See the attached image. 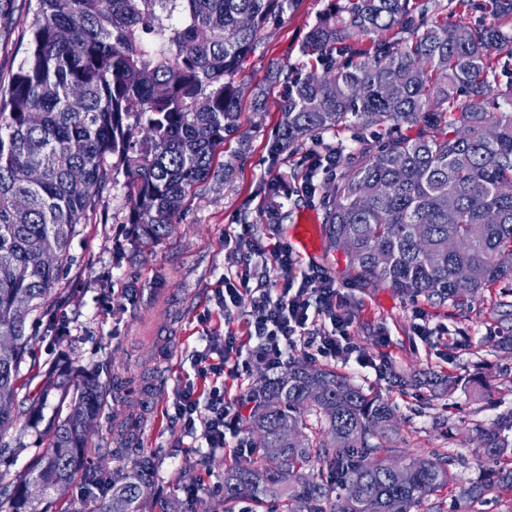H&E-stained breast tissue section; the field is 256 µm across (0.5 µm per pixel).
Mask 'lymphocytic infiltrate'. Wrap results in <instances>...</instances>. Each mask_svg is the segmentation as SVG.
<instances>
[{"label": "lymphocytic infiltrate", "instance_id": "obj_1", "mask_svg": "<svg viewBox=\"0 0 512 512\" xmlns=\"http://www.w3.org/2000/svg\"><path fill=\"white\" fill-rule=\"evenodd\" d=\"M270 256L284 275L283 288L277 293L265 289L253 298L245 335L230 331L202 336L203 346L193 354L199 383L184 386L173 405L172 419L181 433L201 436L209 449L223 447L225 429L238 424L252 400L248 392L229 396L219 383L231 350H247L249 357L271 372L287 366L289 350L299 346L323 358L354 353L346 333L348 314L340 304L335 280L325 273H296L297 262L288 246H278ZM316 316L329 319L331 329L311 336L308 325Z\"/></svg>", "mask_w": 512, "mask_h": 512}]
</instances>
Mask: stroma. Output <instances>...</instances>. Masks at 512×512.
Returning a JSON list of instances; mask_svg holds the SVG:
<instances>
[{
	"instance_id": "1",
	"label": "stroma",
	"mask_w": 512,
	"mask_h": 512,
	"mask_svg": "<svg viewBox=\"0 0 512 512\" xmlns=\"http://www.w3.org/2000/svg\"><path fill=\"white\" fill-rule=\"evenodd\" d=\"M330 0H299L269 23L248 59L244 75L254 89L242 99V137L219 149L210 178L190 192L172 232L164 239L135 240L125 224L123 184L107 186L96 210L79 225L71 262L42 312L30 319L28 355L20 374L21 405L6 442L10 458L0 460V476L18 478L49 446L45 423H33L30 403L44 391L42 372L66 365L68 372L96 377L107 401L94 429L92 448L55 512H98L102 491L129 467L147 461L153 470L149 497L153 512H212L224 498V467L239 442L251 441L246 426L226 431L224 448L199 447L195 438L173 427L167 412L177 392L194 377L192 351L204 329L243 333L251 307L243 297L233 320L220 305L224 274L250 270V288H281L282 273L248 263L249 249L288 242V230L304 214L322 218L333 177L310 175L307 149L271 159L267 145L287 94L284 81L266 82L269 66L304 75L316 68L301 47ZM32 0H0V73L16 70L25 38L23 21ZM265 107L253 109L254 95ZM281 181L285 192L270 198L266 182ZM242 234L238 243L225 232ZM302 271H322L342 289L350 313L348 333L355 359H318L350 377L366 392L397 408L398 433L391 445L414 454L448 452L466 458L455 466V483L425 499L418 512H512V491L483 501L458 496L459 486L479 480L492 462L475 459L477 428L496 430L512 442V329L501 322L498 303L512 292V280L485 289L468 306L435 305L386 285L365 284L343 254L320 245L316 255L299 258ZM433 334L420 340L416 324ZM369 359L361 367L359 358ZM444 379L433 390L401 392L379 372L380 364Z\"/></svg>"
}]
</instances>
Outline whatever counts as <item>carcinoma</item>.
I'll return each instance as SVG.
<instances>
[{"instance_id": "cac0c4a2", "label": "carcinoma", "mask_w": 512, "mask_h": 512, "mask_svg": "<svg viewBox=\"0 0 512 512\" xmlns=\"http://www.w3.org/2000/svg\"><path fill=\"white\" fill-rule=\"evenodd\" d=\"M297 0H36L28 47L0 75V438L16 421L28 319L69 260V245L100 194L126 177L127 223L158 241L176 223L216 152L242 127L238 76L272 17ZM430 0H331L308 32L305 56L322 60L288 85L276 158L327 133L399 126L342 153L325 207L329 247L364 283L467 304L512 279V81L488 51L512 55V28L448 24L415 15ZM400 37L388 36L390 32ZM36 168L31 182L25 171ZM386 262H378L379 256ZM470 271L466 281L459 268ZM323 385V392L314 386ZM64 414L48 450L6 485V512H51L81 465L104 405L94 378L50 381ZM250 455L224 468V510L249 500L282 512H413L448 486L456 459L435 452L390 471L395 408L347 377L300 361L256 387ZM492 479L459 488L479 500L512 489V445L477 427ZM318 466L305 475L302 470ZM142 470L112 484L102 512H143Z\"/></svg>"}]
</instances>
